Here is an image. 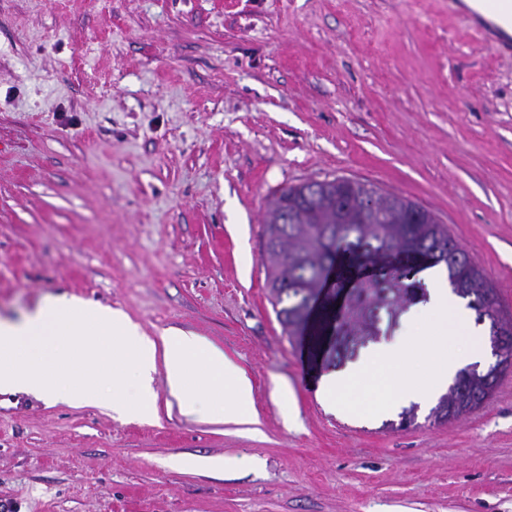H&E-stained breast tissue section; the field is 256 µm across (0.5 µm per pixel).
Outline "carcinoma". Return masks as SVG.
<instances>
[{
	"instance_id": "cac0c4a2",
	"label": "carcinoma",
	"mask_w": 512,
	"mask_h": 512,
	"mask_svg": "<svg viewBox=\"0 0 512 512\" xmlns=\"http://www.w3.org/2000/svg\"><path fill=\"white\" fill-rule=\"evenodd\" d=\"M367 190L364 183L334 178L290 186L274 199L266 213L264 250L271 304L288 336L311 337L321 365L339 368L368 344L392 335L408 308L428 298L424 283L392 266L390 258L423 248L439 250L440 258L422 269L444 266L452 292L468 300L477 321H489L490 330L505 338L502 366L491 378L459 371L431 411L438 422L456 420L481 407L512 368V325L500 319L494 285L431 211L392 193L384 194L385 224H364L356 211L346 210ZM285 211L298 223H278ZM333 269L336 287L349 284L352 292L336 334L326 338L320 326L329 318Z\"/></svg>"
}]
</instances>
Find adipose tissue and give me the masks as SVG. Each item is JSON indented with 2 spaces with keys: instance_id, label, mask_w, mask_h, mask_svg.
Segmentation results:
<instances>
[{
  "instance_id": "obj_1",
  "label": "adipose tissue",
  "mask_w": 512,
  "mask_h": 512,
  "mask_svg": "<svg viewBox=\"0 0 512 512\" xmlns=\"http://www.w3.org/2000/svg\"><path fill=\"white\" fill-rule=\"evenodd\" d=\"M160 343L165 381L181 414H207L223 421L254 423L251 381L222 347L178 329L164 332Z\"/></svg>"
}]
</instances>
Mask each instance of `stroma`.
<instances>
[{"instance_id": "1", "label": "stroma", "mask_w": 512, "mask_h": 512, "mask_svg": "<svg viewBox=\"0 0 512 512\" xmlns=\"http://www.w3.org/2000/svg\"><path fill=\"white\" fill-rule=\"evenodd\" d=\"M335 177L433 212L512 323V60L451 0H0V318L64 293L195 332L259 418L182 416L161 367L153 419L0 393V505L512 512V369L472 413L392 430L400 407H336L284 334L267 205Z\"/></svg>"}]
</instances>
